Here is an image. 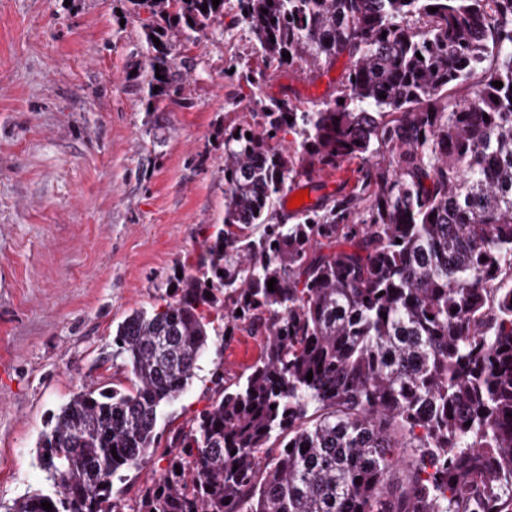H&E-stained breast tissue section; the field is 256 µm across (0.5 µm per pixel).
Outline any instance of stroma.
Listing matches in <instances>:
<instances>
[{
  "instance_id": "obj_1",
  "label": "stroma",
  "mask_w": 512,
  "mask_h": 512,
  "mask_svg": "<svg viewBox=\"0 0 512 512\" xmlns=\"http://www.w3.org/2000/svg\"><path fill=\"white\" fill-rule=\"evenodd\" d=\"M145 16L127 0H0V505L43 489L37 442L82 389L126 384L118 323L151 308L224 215V130L250 121L246 73L261 64L232 16L185 54L189 102L148 111ZM347 66L266 71V96L304 106ZM235 377L259 330L213 337ZM214 365L166 416L208 404Z\"/></svg>"
}]
</instances>
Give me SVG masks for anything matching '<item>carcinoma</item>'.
Wrapping results in <instances>:
<instances>
[{"mask_svg":"<svg viewBox=\"0 0 512 512\" xmlns=\"http://www.w3.org/2000/svg\"><path fill=\"white\" fill-rule=\"evenodd\" d=\"M128 2L155 110L186 103L176 42L232 5L264 65L255 121L224 130V216L195 270L117 326L130 387L60 407L37 446L49 489L7 512H512V0ZM340 56L329 97L262 95L270 66ZM345 162L349 193L279 216L288 180ZM241 326L265 330L262 358L233 383L214 362L210 404L125 507L113 479L162 445L210 333ZM395 448L419 451L399 476Z\"/></svg>","mask_w":512,"mask_h":512,"instance_id":"carcinoma-1","label":"carcinoma"}]
</instances>
